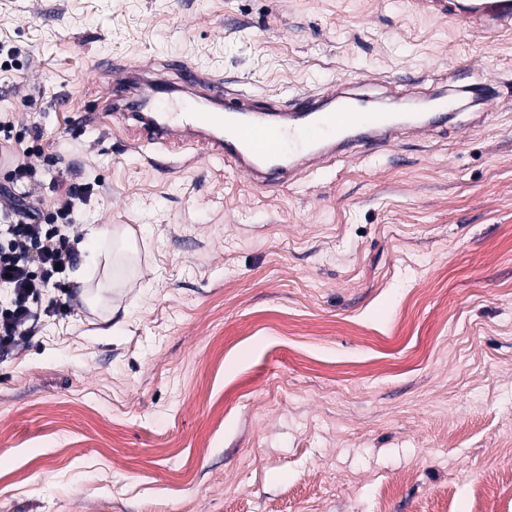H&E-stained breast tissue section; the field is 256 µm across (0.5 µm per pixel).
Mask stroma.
I'll return each mask as SVG.
<instances>
[{"mask_svg": "<svg viewBox=\"0 0 512 512\" xmlns=\"http://www.w3.org/2000/svg\"><path fill=\"white\" fill-rule=\"evenodd\" d=\"M286 107L349 89L447 131L268 191L134 146L94 67ZM139 263L0 355V512H512V27L413 0H0V112Z\"/></svg>", "mask_w": 512, "mask_h": 512, "instance_id": "stroma-1", "label": "stroma"}]
</instances>
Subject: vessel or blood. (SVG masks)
I'll return each instance as SVG.
<instances>
[{"label": "vessel or blood", "instance_id": "b4317fda", "mask_svg": "<svg viewBox=\"0 0 512 512\" xmlns=\"http://www.w3.org/2000/svg\"><path fill=\"white\" fill-rule=\"evenodd\" d=\"M419 6L488 31L512 25V0H420ZM96 71L107 82L126 87L117 107L133 122L140 142L205 144L253 184L268 190L355 145L376 147L408 131H431L437 116L448 110L447 96L437 94L432 98L433 113L421 117L359 112L350 97L342 95L335 109L326 111L324 94L306 91L290 111L271 114L255 99L226 90L223 81L184 64L178 67L179 86L155 81L147 96L128 90L127 70L101 63ZM268 117L280 136V148L274 152L257 150L245 133L247 126Z\"/></svg>", "mask_w": 512, "mask_h": 512}]
</instances>
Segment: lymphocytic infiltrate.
<instances>
[{
    "mask_svg": "<svg viewBox=\"0 0 512 512\" xmlns=\"http://www.w3.org/2000/svg\"><path fill=\"white\" fill-rule=\"evenodd\" d=\"M47 174L43 163L16 161L7 184L0 186V288L9 289L8 305L0 306V351L15 348L36 333L41 316L68 312L71 292L64 275L76 261L68 232L80 205L90 200V183L55 181L56 202L49 211L30 198ZM56 294L45 297V289Z\"/></svg>",
    "mask_w": 512,
    "mask_h": 512,
    "instance_id": "f902f5d3",
    "label": "lymphocytic infiltrate"
}]
</instances>
